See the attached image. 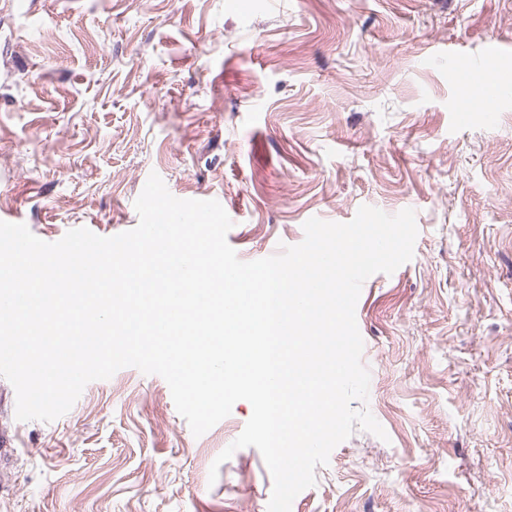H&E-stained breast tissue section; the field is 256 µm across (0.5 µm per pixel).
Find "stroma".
Returning a JSON list of instances; mask_svg holds the SVG:
<instances>
[{
    "instance_id": "1",
    "label": "stroma",
    "mask_w": 512,
    "mask_h": 512,
    "mask_svg": "<svg viewBox=\"0 0 512 512\" xmlns=\"http://www.w3.org/2000/svg\"><path fill=\"white\" fill-rule=\"evenodd\" d=\"M512 72V0H0V216L47 242L133 229L150 173L217 200L240 260L312 217L416 212L414 255L363 284L367 409L291 512H512V80L467 113L472 61ZM0 512H267L261 453L218 455L125 367L65 415L15 417ZM217 479H210L211 465Z\"/></svg>"
}]
</instances>
